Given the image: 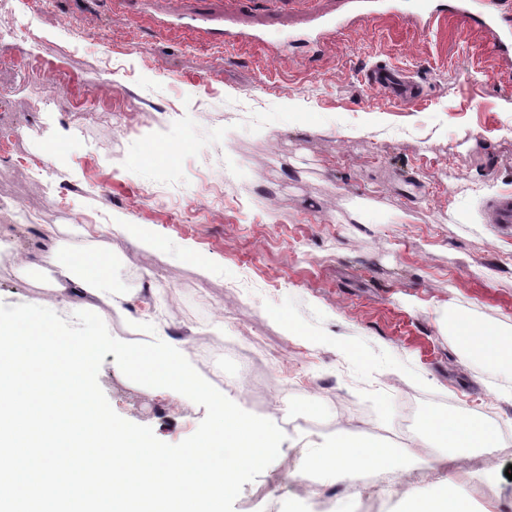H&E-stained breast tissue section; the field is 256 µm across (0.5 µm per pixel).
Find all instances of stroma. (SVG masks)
Instances as JSON below:
<instances>
[{
    "mask_svg": "<svg viewBox=\"0 0 512 512\" xmlns=\"http://www.w3.org/2000/svg\"><path fill=\"white\" fill-rule=\"evenodd\" d=\"M336 7L0 0V24L28 33L17 51L37 56L0 69V132L15 135L0 150V302L52 298L42 256L59 242L111 254L131 297L128 315L103 317L113 337L151 317L240 407L287 411L278 458L234 512H399L400 490L429 495L446 477L465 479L477 512H512V452L432 470L439 448L395 428L409 403L512 437V377L486 379L452 330L459 317L512 330V227L490 211L512 196V64L451 15L422 34L381 14L315 42L306 15ZM231 12L253 41L225 34ZM378 63L416 98L371 86ZM113 361L98 380L117 414L171 444L195 432L204 407L121 380ZM312 404L322 430L296 427ZM363 428L417 447L388 491L298 477L306 450Z\"/></svg>",
    "mask_w": 512,
    "mask_h": 512,
    "instance_id": "obj_1",
    "label": "stroma"
}]
</instances>
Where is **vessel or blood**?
Here are the masks:
<instances>
[{"label": "vessel or blood", "mask_w": 512, "mask_h": 512, "mask_svg": "<svg viewBox=\"0 0 512 512\" xmlns=\"http://www.w3.org/2000/svg\"><path fill=\"white\" fill-rule=\"evenodd\" d=\"M499 0H449L447 6L435 5L433 0H414L410 13L420 26L421 31H429L432 24L439 18L442 11L468 20L478 28L489 33L492 48L507 63L512 62V31L502 30L498 22ZM402 10V0H349V8L345 15L330 19L318 13L311 17L310 22L316 32L317 40H326L332 30L348 25L356 19H364L379 13H398ZM373 85L383 88L395 97L406 96L412 84L404 75L392 68L374 71L370 76Z\"/></svg>", "instance_id": "b4317fda"}]
</instances>
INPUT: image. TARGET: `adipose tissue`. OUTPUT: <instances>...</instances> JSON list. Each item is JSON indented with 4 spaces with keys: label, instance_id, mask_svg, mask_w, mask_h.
<instances>
[{
    "label": "adipose tissue",
    "instance_id": "adipose-tissue-1",
    "mask_svg": "<svg viewBox=\"0 0 512 512\" xmlns=\"http://www.w3.org/2000/svg\"><path fill=\"white\" fill-rule=\"evenodd\" d=\"M46 261L58 271L53 289L58 298L69 293L82 295L80 311L96 309L106 304L115 312H125L127 297L116 291L109 279L112 264L110 255L84 253L62 255L55 251ZM460 351L463 355L479 358L487 376L512 371V335L479 328L466 321L455 325ZM427 436L455 451L471 448L493 450L512 446V441L502 438L492 428L477 419H459L443 415L428 416L423 422ZM403 456L394 448L375 438L369 429L359 430L356 436H343L322 450L304 455L299 474L332 475L337 482L351 485L370 475H393L403 466ZM402 512H474L467 494L454 488L453 479H445L441 493L424 497L415 491L402 492Z\"/></svg>",
    "mask_w": 512,
    "mask_h": 512
}]
</instances>
